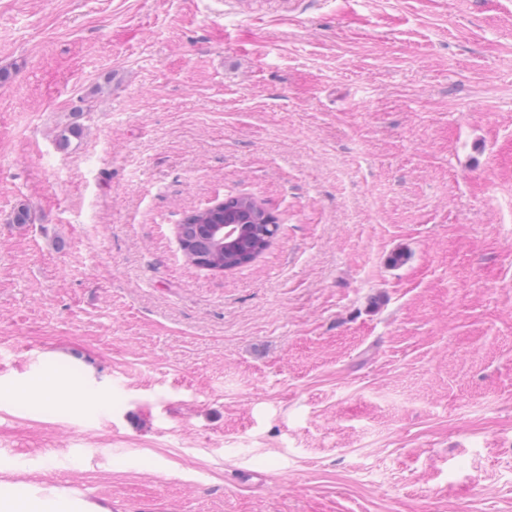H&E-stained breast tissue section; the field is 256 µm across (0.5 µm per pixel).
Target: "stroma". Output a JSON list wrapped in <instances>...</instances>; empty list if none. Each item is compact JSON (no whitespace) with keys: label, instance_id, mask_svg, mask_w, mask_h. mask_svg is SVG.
<instances>
[{"label":"stroma","instance_id":"stroma-1","mask_svg":"<svg viewBox=\"0 0 512 512\" xmlns=\"http://www.w3.org/2000/svg\"><path fill=\"white\" fill-rule=\"evenodd\" d=\"M2 71L0 387L112 406L0 401V480L512 512V0H0ZM231 195L276 238L192 265ZM249 200L248 197H229L222 206L194 211L187 216L177 229L179 245L187 261L210 270H224L226 263L263 252L277 235L279 224L260 223L261 216ZM213 224L240 226L233 248L226 249L217 238L209 235L208 226ZM12 397H18L34 408L50 413L67 407L102 412L109 409L112 401L106 393H89L86 386L63 375L44 378L20 390L4 392L1 389L0 399Z\"/></svg>","mask_w":512,"mask_h":512}]
</instances>
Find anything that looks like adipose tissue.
Instances as JSON below:
<instances>
[{
  "instance_id": "obj_1",
  "label": "adipose tissue",
  "mask_w": 512,
  "mask_h": 512,
  "mask_svg": "<svg viewBox=\"0 0 512 512\" xmlns=\"http://www.w3.org/2000/svg\"><path fill=\"white\" fill-rule=\"evenodd\" d=\"M18 398L45 412L74 407L97 412L108 410L106 393L88 392L86 386L57 375L17 390ZM0 512H112L103 502L88 499L77 488L49 483L0 481Z\"/></svg>"
}]
</instances>
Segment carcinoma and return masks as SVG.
Wrapping results in <instances>:
<instances>
[{
    "label": "carcinoma",
    "instance_id": "1",
    "mask_svg": "<svg viewBox=\"0 0 512 512\" xmlns=\"http://www.w3.org/2000/svg\"><path fill=\"white\" fill-rule=\"evenodd\" d=\"M237 224L238 241L225 248L209 235L213 224ZM277 224L261 223V216L247 197H229L220 206L192 212L177 229L180 248L187 261L210 270H218L226 263H234L242 256L263 252L275 238Z\"/></svg>",
    "mask_w": 512,
    "mask_h": 512
}]
</instances>
